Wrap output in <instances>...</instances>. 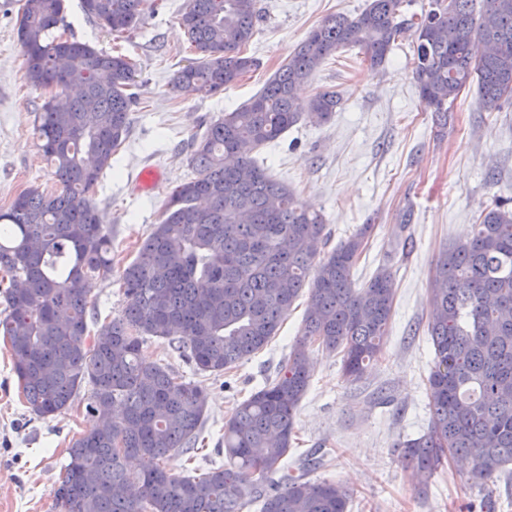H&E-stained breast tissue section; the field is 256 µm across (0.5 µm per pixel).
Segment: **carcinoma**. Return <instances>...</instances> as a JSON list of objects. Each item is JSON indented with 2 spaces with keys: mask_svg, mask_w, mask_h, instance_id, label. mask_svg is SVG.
<instances>
[{
  "mask_svg": "<svg viewBox=\"0 0 512 512\" xmlns=\"http://www.w3.org/2000/svg\"><path fill=\"white\" fill-rule=\"evenodd\" d=\"M402 0H371L355 16L330 15L309 32L267 85L193 139L196 176L169 196L163 218L120 275L126 304L89 335L94 305L85 280L112 273V239L99 222L93 191L112 169L137 102L136 64L123 54L53 35L64 0H25L17 27L29 84L64 92L36 112L38 148L60 185L30 186L0 208V335L29 411L48 418L89 386L86 412L96 428L68 448L55 492L56 512H347L349 492L311 481L283 464L295 415L311 380L309 346L342 353L346 380L361 379L381 354L395 295L391 269L359 287L352 271L374 225L336 248L324 217L253 154L302 120L328 121L341 103L332 90L302 101L299 85L345 47L382 65L396 37L415 33L414 79L440 124L448 105L475 84L488 111L512 99V0H431L409 17ZM157 0H81L111 34L138 30ZM257 0H188L179 23L201 58L179 70L174 92L210 95L257 66L243 49L255 34ZM81 57L59 71L54 58ZM310 288L302 337L224 422V458L196 476L163 466L194 450L205 423L202 387L142 359L149 337L168 341L200 373L219 374L249 359L277 335ZM428 333L434 349L427 431L395 452L430 476L449 456L487 481L512 464V197L494 196L472 234L438 259ZM137 457L131 471L126 460Z\"/></svg>",
  "mask_w": 512,
  "mask_h": 512,
  "instance_id": "obj_1",
  "label": "carcinoma"
}]
</instances>
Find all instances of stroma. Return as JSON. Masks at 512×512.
<instances>
[{"label":"stroma","mask_w":512,"mask_h":512,"mask_svg":"<svg viewBox=\"0 0 512 512\" xmlns=\"http://www.w3.org/2000/svg\"><path fill=\"white\" fill-rule=\"evenodd\" d=\"M367 3L258 0L256 34L245 50L258 67L220 93L185 97L173 92L171 79L198 57L179 24L187 0H163L159 13L147 15L141 28L119 43L83 12L80 0H65L60 35L99 51L121 47L138 68L129 133L94 193L112 237L113 260L108 277L87 283L99 317L121 314L122 268L162 219L170 192L193 178L192 136L256 95L326 17L357 15ZM21 5L22 0H0V207L31 185L47 195L59 190L34 134L35 113L52 91L33 89L25 78L16 36ZM412 58L408 31L379 67L370 66L359 48L339 50L299 95L333 89L342 97L340 108L327 123H298L256 155L259 165L324 215L331 244L361 225H373L353 270L356 284H365L384 265L392 268L396 283L381 355L359 381L343 378L340 352L311 345L312 377L296 413L286 463L296 472L306 454L322 455V465L306 477L347 487L349 512H481L488 498L496 500L498 512H512V473L480 485L462 462L450 459L421 489L393 452L397 441L418 437L430 421L428 379L434 363L427 325L436 263L449 245L470 234L492 196L512 197V104L485 111L470 86L450 105L447 128H440L419 98ZM148 168L158 169V181L134 192L133 184ZM307 301L304 295L295 301L263 350L221 375L195 373L166 340L144 343L147 360L169 366L207 394L200 449L190 459L182 454L165 459L170 473L187 476L204 467L234 408L272 376L300 337ZM87 395L80 389L72 407L54 417L31 414L19 393L9 344L0 338V512H55L54 491L69 443L94 424L85 410Z\"/></svg>","instance_id":"1"}]
</instances>
